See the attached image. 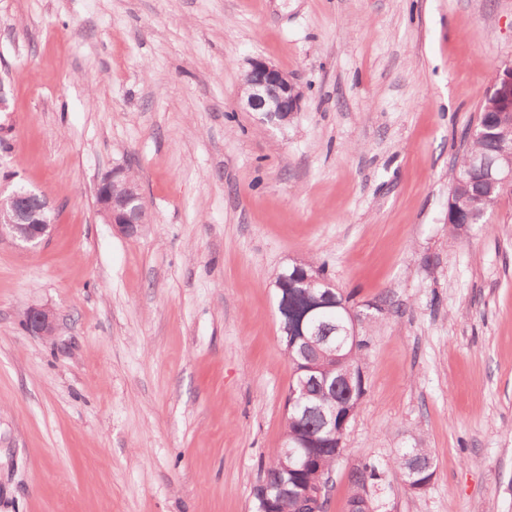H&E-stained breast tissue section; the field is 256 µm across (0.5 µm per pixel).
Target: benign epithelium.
<instances>
[{
  "label": "benign epithelium",
  "instance_id": "benign-epithelium-1",
  "mask_svg": "<svg viewBox=\"0 0 512 512\" xmlns=\"http://www.w3.org/2000/svg\"><path fill=\"white\" fill-rule=\"evenodd\" d=\"M498 81L491 84L484 100V111L496 112L512 105V66L499 68ZM240 98L247 109L258 112L266 123L282 126L301 111L303 92L288 72L261 59L253 58L244 72ZM480 180L488 187L512 185V159L504 163L493 161L490 166L477 168ZM96 202L106 223L118 233L137 236L143 225L151 223L150 214L143 203L140 185L134 181L129 168H112L98 183ZM53 211L51 201L43 193L24 185L7 191L0 187V235L31 246L42 243L50 234ZM26 329L34 334L51 337L56 330L54 313L45 308H32L25 315ZM306 342L318 354L336 355V345L321 330H310Z\"/></svg>",
  "mask_w": 512,
  "mask_h": 512
}]
</instances>
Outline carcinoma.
<instances>
[{"label":"carcinoma","instance_id":"cac0c4a2","mask_svg":"<svg viewBox=\"0 0 512 512\" xmlns=\"http://www.w3.org/2000/svg\"><path fill=\"white\" fill-rule=\"evenodd\" d=\"M498 145L484 141H473L462 156L457 160L450 173L451 188L455 193L476 203V209L485 213L492 212L500 203L502 197L512 193V187L490 190L473 182L468 175L474 162L483 157L495 154ZM314 275L324 280L331 279L325 266L314 260L301 262V268H289L281 272L275 280L277 289V307L280 319L288 323V333L296 343L302 342V336L307 331L308 320L318 314L323 317L324 329L336 337V345L341 347L340 354L344 358L333 361L322 359L321 382L302 388L301 383L306 377L302 372L306 361L300 357L292 360L294 377L289 388L296 389L295 402L288 406L285 418L284 444L297 448L301 459L288 457L284 448L273 451L271 460L263 470V479L271 487L269 495L274 497L271 506H266L265 499L259 497L260 487L254 488L256 512L270 508L273 512H301L302 507L296 498L277 497L274 487L281 483L288 486H315L325 480L328 471L334 465L342 452L339 448L344 438L342 424L345 418L356 414L366 393V384L359 381L357 392L351 397L344 396V390L333 389L332 383L340 376L345 368L360 371L366 343L362 340L352 342L344 336L338 326L343 324L341 310L329 306H320L318 302L319 289L310 288L303 281L305 274ZM320 407L329 416H336V433L330 435L321 430L320 424L309 409ZM405 454L421 460L423 471L421 479L430 480L434 476L431 455L426 448H408ZM379 472L374 465H366L353 475L354 492L349 502L353 503L366 493V489L378 480Z\"/></svg>","mask_w":512,"mask_h":512}]
</instances>
